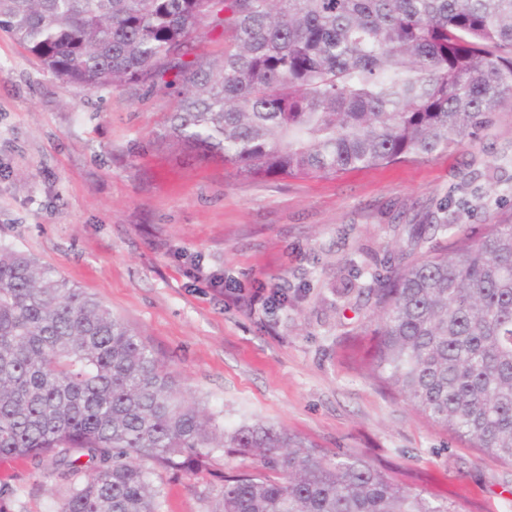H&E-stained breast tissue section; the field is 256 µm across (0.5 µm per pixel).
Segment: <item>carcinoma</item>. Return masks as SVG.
I'll return each mask as SVG.
<instances>
[{"label":"carcinoma","mask_w":512,"mask_h":512,"mask_svg":"<svg viewBox=\"0 0 512 512\" xmlns=\"http://www.w3.org/2000/svg\"><path fill=\"white\" fill-rule=\"evenodd\" d=\"M203 24L222 29L220 58L187 61ZM0 31L84 90L168 91V145L245 178L433 158L512 107V0H0ZM368 293V374L512 463V224ZM215 450L258 468L225 477L212 512H456L272 426L217 433L110 309L0 244V460L43 467L58 512H162L145 463L200 472Z\"/></svg>","instance_id":"cac0c4a2"}]
</instances>
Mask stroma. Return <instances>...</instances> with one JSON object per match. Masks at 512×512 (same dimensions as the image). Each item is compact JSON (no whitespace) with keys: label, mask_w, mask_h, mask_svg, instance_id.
I'll return each instance as SVG.
<instances>
[{"label":"stroma","mask_w":512,"mask_h":512,"mask_svg":"<svg viewBox=\"0 0 512 512\" xmlns=\"http://www.w3.org/2000/svg\"><path fill=\"white\" fill-rule=\"evenodd\" d=\"M172 96L88 92L0 32V243L55 267L153 349L217 424L263 422L363 458L457 512H512V464L432 425L360 365L376 327L367 290L452 233L512 224V111L447 154L336 177L242 178L159 142ZM441 225L438 233L430 225ZM202 263L216 288L189 280ZM285 295L252 310L238 293ZM154 467L163 512H211L224 475ZM11 512H57L62 492L27 460L0 462Z\"/></svg>","instance_id":"1"}]
</instances>
